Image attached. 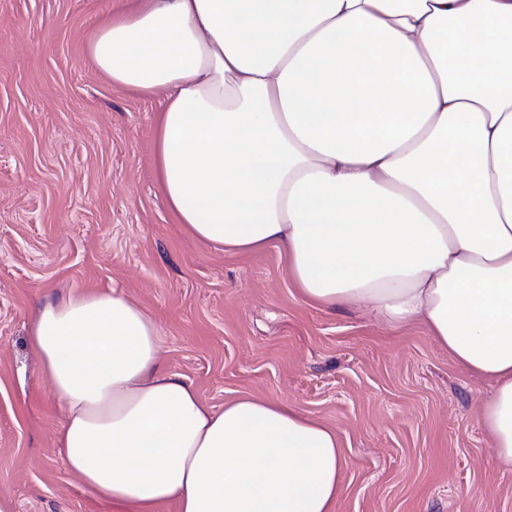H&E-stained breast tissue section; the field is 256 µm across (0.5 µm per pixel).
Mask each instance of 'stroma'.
Listing matches in <instances>:
<instances>
[{"instance_id": "stroma-1", "label": "stroma", "mask_w": 512, "mask_h": 512, "mask_svg": "<svg viewBox=\"0 0 512 512\" xmlns=\"http://www.w3.org/2000/svg\"><path fill=\"white\" fill-rule=\"evenodd\" d=\"M116 0H0V494L15 512H112L66 468L61 402L27 333L70 293L118 291L164 332V368L208 406L288 403L336 430V512H512L478 418L487 381L419 325L307 303L277 247L232 255L169 213L157 99L86 53Z\"/></svg>"}]
</instances>
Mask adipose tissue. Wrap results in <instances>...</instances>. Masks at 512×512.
<instances>
[{"label":"adipose tissue","mask_w":512,"mask_h":512,"mask_svg":"<svg viewBox=\"0 0 512 512\" xmlns=\"http://www.w3.org/2000/svg\"><path fill=\"white\" fill-rule=\"evenodd\" d=\"M87 52L160 99L177 223L279 247L314 305L422 324L491 384L481 423L512 469V0H134ZM29 336L65 465L116 512H336L335 430L250 395L206 406L126 296L47 300Z\"/></svg>","instance_id":"1"}]
</instances>
